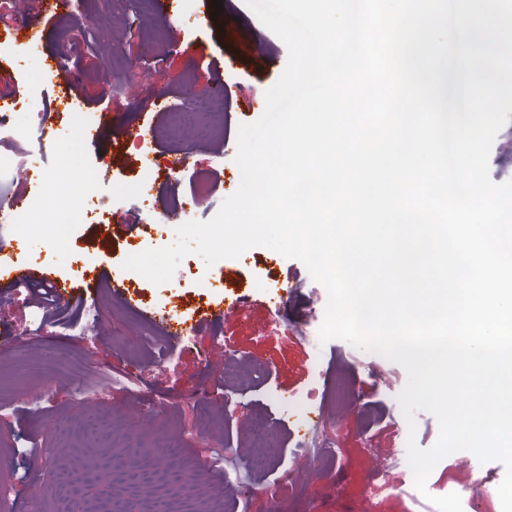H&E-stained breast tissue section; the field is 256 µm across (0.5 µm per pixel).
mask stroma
I'll return each mask as SVG.
<instances>
[{
  "label": "stroma",
  "mask_w": 512,
  "mask_h": 512,
  "mask_svg": "<svg viewBox=\"0 0 512 512\" xmlns=\"http://www.w3.org/2000/svg\"><path fill=\"white\" fill-rule=\"evenodd\" d=\"M76 14L49 22L36 45L20 47L14 26L29 0H14L0 17V64L11 77L0 92L18 91L40 112L55 116L57 147L69 149L83 119L99 124L112 115V132L100 144L82 142V164L113 191L89 203L92 221L75 224L65 250H58L52 218L78 194L69 166L45 153L37 184L25 168L12 170L11 193L37 195L41 208L32 221L33 239L15 253L20 266L45 268L80 285L86 266L104 277L120 276L142 292L146 308L178 311L191 319L199 307L226 298L242 309L185 336L163 351L144 343L100 287L94 301L100 316L86 332L82 298L58 305L36 299L29 289L8 294L13 326L36 316L46 325L36 342H24L13 359H0V470L9 477L8 512H72L95 501L103 481L116 483L130 472L115 460L121 449H151V479L134 498L114 503L112 512H143L148 501L184 512L189 496L218 500L229 512H411L407 459L408 425L397 397L404 368L381 355L333 339L320 342L327 293L298 260L255 247L239 258L206 266L195 254L183 258L172 279L156 285L124 269L131 253L172 245L174 227L164 218L173 201L190 198L197 178L216 187L197 221L212 219L238 186L235 163L241 124L258 120L265 93L288 61L283 41L258 19L245 0H224L234 21L227 27L203 22L204 0H180L174 21L156 17L153 0H78ZM142 30L128 31L131 14ZM59 54L71 63V105H60L55 75L40 57ZM110 82H103L102 73ZM166 90L156 106V89ZM221 97L223 137L185 123L181 138L160 137L142 147L135 131L168 125L185 113L188 98ZM189 149L179 173L168 168L180 144ZM147 201L139 220L127 224L138 192ZM123 226L119 241L105 243L98 225ZM262 420L279 438L267 466L251 467L250 427ZM329 441L332 458L320 477L309 478L308 436ZM214 465L182 484L178 473L189 461ZM392 468L397 489L365 499L370 473ZM502 463H480L470 452L443 458L428 480L431 497L455 492L462 500L490 503L499 512Z\"/></svg>",
  "instance_id": "35a3bbf8"
}]
</instances>
